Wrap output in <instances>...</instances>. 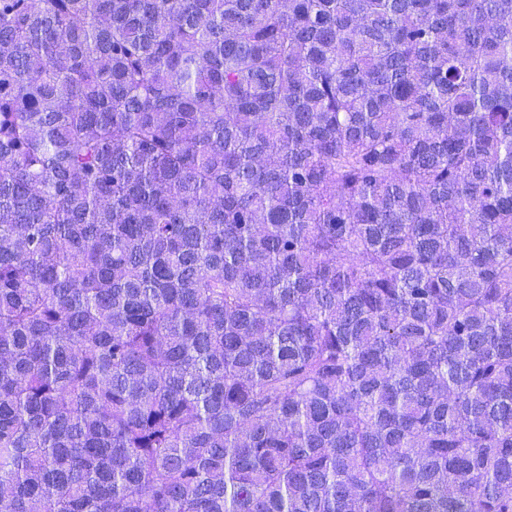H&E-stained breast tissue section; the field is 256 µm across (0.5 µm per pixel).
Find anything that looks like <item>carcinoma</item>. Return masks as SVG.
<instances>
[{
  "label": "carcinoma",
  "mask_w": 512,
  "mask_h": 512,
  "mask_svg": "<svg viewBox=\"0 0 512 512\" xmlns=\"http://www.w3.org/2000/svg\"><path fill=\"white\" fill-rule=\"evenodd\" d=\"M0 512H512V0H0Z\"/></svg>",
  "instance_id": "1"
}]
</instances>
